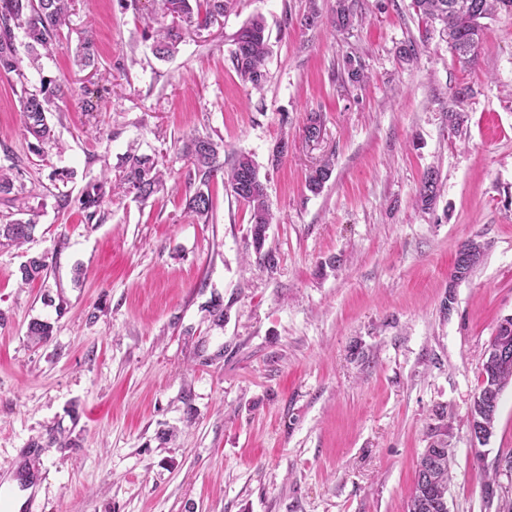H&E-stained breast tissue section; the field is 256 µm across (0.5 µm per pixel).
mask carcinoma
Instances as JSON below:
<instances>
[{
  "label": "carcinoma",
  "instance_id": "carcinoma-1",
  "mask_svg": "<svg viewBox=\"0 0 512 512\" xmlns=\"http://www.w3.org/2000/svg\"><path fill=\"white\" fill-rule=\"evenodd\" d=\"M72 0H0V71L14 72L24 76L21 69L23 58L19 47H24L30 65L36 67L42 56L49 55L60 42L63 27L69 25ZM152 8L142 16L144 32L152 38L151 50L158 59L174 55L183 41L181 24L206 29L218 18L229 13L236 0H151ZM512 8V0H414V7L427 22L437 23L448 37V46L456 60L464 67L476 61V48L487 29L483 20L490 18L499 7ZM170 23H165L166 18ZM354 10L351 0H336L334 24L341 31L353 26ZM22 30V40H17L15 30ZM269 54L268 37L264 19L257 15L244 24L234 35L231 61L240 77L260 90L266 80L265 64ZM97 49L91 39L85 40L75 53L77 65L89 67L95 64ZM348 81L354 85L365 82L361 62L356 57H346ZM56 91L43 88L38 93L23 91L21 109L24 130L34 138L35 151L55 141L52 128L47 122L46 113L51 111ZM224 145L209 137H194L183 142V156L193 165L200 187L187 197V209L194 215L208 217L212 210V198L205 188L219 171L224 172V185L236 200L247 205L251 214L250 232L259 261L269 266L275 264V256L262 252L266 232L273 216L269 207L266 186L259 175L257 164L248 154L240 153L231 157L229 168H224L220 160V150ZM332 173L330 160L323 161L309 174L307 187L318 193ZM165 172L157 162L147 155L130 154L126 157L123 178L113 185V189L133 192L147 200L164 188ZM103 180L89 185L79 204L89 211L98 209L104 199ZM24 184H15L12 169L0 167V196L7 202L24 198ZM440 194V175L435 170L427 171L416 194V205L422 210L436 206ZM36 221H16L0 224V246H19L32 238ZM486 243L477 239L464 241L456 251L449 278L463 276L468 279L481 263L486 253ZM47 267L44 256H33L20 267L21 281L25 284L39 278ZM507 326L495 332L500 336L506 332L509 339L508 359L496 363L489 357L482 359L478 390L485 394L493 385L503 389L512 384V318L504 319ZM52 335V325L47 321L34 320L29 323L27 336L36 343L43 342ZM446 424L435 428L431 433L433 443L423 449L415 470L414 490L407 505V512H448V502L443 496L448 494V480L452 479L453 456L448 454V429ZM500 472L482 475V494L487 503L499 501L502 512H512L509 488L499 480Z\"/></svg>",
  "mask_w": 512,
  "mask_h": 512
}]
</instances>
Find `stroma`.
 Segmentation results:
<instances>
[{"instance_id": "1", "label": "stroma", "mask_w": 512, "mask_h": 512, "mask_svg": "<svg viewBox=\"0 0 512 512\" xmlns=\"http://www.w3.org/2000/svg\"><path fill=\"white\" fill-rule=\"evenodd\" d=\"M313 5L320 23L302 27ZM334 5L239 0L160 60L132 0H74L57 52L25 82L0 72V166L26 187L25 201L0 200V223L37 213L28 243L0 248V478L33 484L29 512H406L445 420L450 512H497L480 473L512 453V385L485 445L466 415L512 315V10L487 19L465 68L413 0H353L345 32ZM256 15L270 47L260 91L230 56ZM87 38L98 62L82 70L73 54ZM411 41L408 63L398 50ZM350 53L369 76L358 88ZM58 84L70 93L47 115L56 142L37 153L19 97ZM452 109L465 115L456 133ZM312 113L314 142L302 132ZM192 136L257 162L274 266L258 263L250 212L223 176L208 217L187 210L198 180L179 148ZM133 151L169 172L166 190L81 210L82 190L104 173L119 180ZM327 157L331 177L311 193L306 178ZM431 168L441 196L424 211L415 195ZM471 237L485 257L449 288ZM34 255L48 267L20 284ZM35 319L53 325L38 345Z\"/></svg>"}]
</instances>
